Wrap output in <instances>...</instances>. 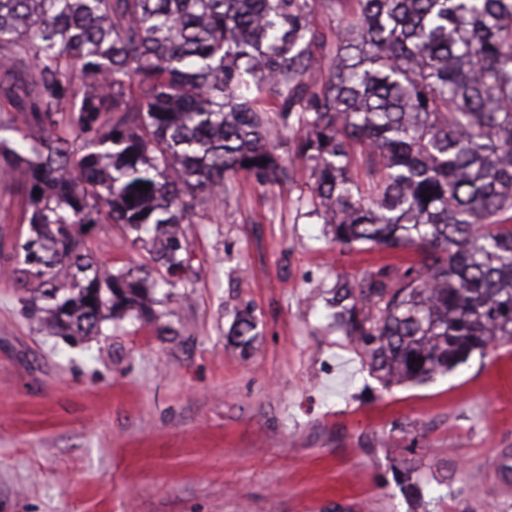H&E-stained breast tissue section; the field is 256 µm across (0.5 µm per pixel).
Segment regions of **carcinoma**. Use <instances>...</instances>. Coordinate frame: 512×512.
Here are the masks:
<instances>
[{"mask_svg":"<svg viewBox=\"0 0 512 512\" xmlns=\"http://www.w3.org/2000/svg\"><path fill=\"white\" fill-rule=\"evenodd\" d=\"M0 96L25 114H0L29 227L10 280L55 335L159 321L191 201L241 174L296 180L276 128L332 242L413 250L336 277L331 300L384 386L512 339V0H0ZM104 223L165 274L93 264ZM257 327L247 307L228 340L245 350Z\"/></svg>","mask_w":512,"mask_h":512,"instance_id":"cac0c4a2","label":"carcinoma"}]
</instances>
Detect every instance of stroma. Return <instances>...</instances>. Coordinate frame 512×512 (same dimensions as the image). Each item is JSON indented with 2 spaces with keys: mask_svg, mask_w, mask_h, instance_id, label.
Segmentation results:
<instances>
[{
  "mask_svg": "<svg viewBox=\"0 0 512 512\" xmlns=\"http://www.w3.org/2000/svg\"><path fill=\"white\" fill-rule=\"evenodd\" d=\"M306 192L243 178L196 200L162 324L69 342L2 275L22 199L0 176V512H413L406 464L422 512H512V341L383 387L327 301L337 276L412 254L336 246ZM89 238L101 265L151 263L122 225ZM246 307L260 334L244 353L226 333Z\"/></svg>",
  "mask_w": 512,
  "mask_h": 512,
  "instance_id": "obj_1",
  "label": "stroma"
}]
</instances>
